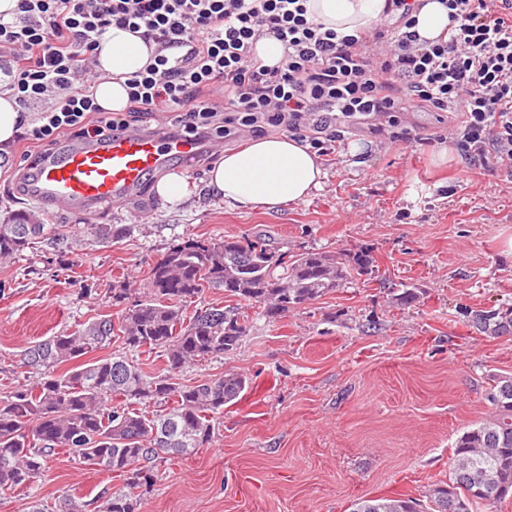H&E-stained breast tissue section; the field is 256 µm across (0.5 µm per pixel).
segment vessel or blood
I'll return each mask as SVG.
<instances>
[{
    "mask_svg": "<svg viewBox=\"0 0 512 512\" xmlns=\"http://www.w3.org/2000/svg\"><path fill=\"white\" fill-rule=\"evenodd\" d=\"M190 138L115 132L47 150L27 192L46 210H88L123 202L181 157L197 154Z\"/></svg>",
    "mask_w": 512,
    "mask_h": 512,
    "instance_id": "b4317fda",
    "label": "vessel or blood"
}]
</instances>
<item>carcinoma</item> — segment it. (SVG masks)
Returning a JSON list of instances; mask_svg holds the SVG:
<instances>
[{"instance_id": "obj_1", "label": "carcinoma", "mask_w": 512, "mask_h": 512, "mask_svg": "<svg viewBox=\"0 0 512 512\" xmlns=\"http://www.w3.org/2000/svg\"><path fill=\"white\" fill-rule=\"evenodd\" d=\"M100 240L124 236L117 224H93ZM50 235L25 211L0 223V260L21 253ZM365 248L288 254L264 235L222 240L181 238L150 269L144 291L133 295L124 282L107 289L118 321L94 318L70 332L41 341L22 354L33 381L0 398V494L27 487L43 475L57 450L124 478L99 512H137L135 490L154 485L152 463L162 456L186 457L211 440L213 415L248 387L237 372L194 385L176 381L189 365L221 357L239 347L248 320L232 309L200 306L207 288L262 308L275 319L372 274ZM192 313H187V310ZM477 330L488 338L512 332V308L479 310ZM114 342L135 352L157 351L163 372L147 375L122 353L81 358ZM73 367L64 373L57 368ZM487 401L494 415L463 432L453 447L449 479L432 484L424 498L356 500L350 512H473L476 503H496L512 492V376L493 379ZM160 410L148 414L150 405ZM85 504L66 495L50 509L30 512H84Z\"/></svg>"}]
</instances>
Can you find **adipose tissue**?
I'll list each match as a JSON object with an SVG mask.
<instances>
[{"label": "adipose tissue", "instance_id": "obj_1", "mask_svg": "<svg viewBox=\"0 0 512 512\" xmlns=\"http://www.w3.org/2000/svg\"><path fill=\"white\" fill-rule=\"evenodd\" d=\"M386 0H308L315 22L339 33L373 27L383 17ZM152 53L127 30L111 27L103 35L99 63L104 73L95 87L96 100L110 112L128 105L125 81L143 70ZM324 176L317 154L309 145L286 135L249 141L242 149L225 152L209 172L208 186L231 206L271 209L307 199Z\"/></svg>", "mask_w": 512, "mask_h": 512}]
</instances>
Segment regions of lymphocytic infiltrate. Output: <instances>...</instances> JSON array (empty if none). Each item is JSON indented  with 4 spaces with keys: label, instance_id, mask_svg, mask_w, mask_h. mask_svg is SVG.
<instances>
[{
    "label": "lymphocytic infiltrate",
    "instance_id": "obj_1",
    "mask_svg": "<svg viewBox=\"0 0 512 512\" xmlns=\"http://www.w3.org/2000/svg\"><path fill=\"white\" fill-rule=\"evenodd\" d=\"M442 2L448 37L422 43L420 0H388L379 23L349 35L309 19L306 0H17L0 16V59L40 145L129 129L93 97L99 41L116 25L154 48L128 101L168 113L166 135L210 147L279 129L320 151L363 122L406 143L400 115L422 108L459 115L448 139L462 159L512 165V0ZM264 36L283 46L278 66L252 54Z\"/></svg>",
    "mask_w": 512,
    "mask_h": 512
}]
</instances>
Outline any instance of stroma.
<instances>
[{
  "instance_id": "obj_1",
  "label": "stroma",
  "mask_w": 512,
  "mask_h": 512,
  "mask_svg": "<svg viewBox=\"0 0 512 512\" xmlns=\"http://www.w3.org/2000/svg\"><path fill=\"white\" fill-rule=\"evenodd\" d=\"M402 121L411 144L349 129L321 158L322 188L275 210L224 205L207 186L209 164L194 157L173 166L199 187L181 206L164 205L149 183L123 205L42 210L17 191L21 165L41 148L16 138L0 164V219L25 210L65 239L0 261V396L25 382L24 349L115 315L107 288L142 289L177 239L261 233L291 253L364 246L372 277L274 320L205 290L202 304L238 307L250 331L234 353L177 378L191 385L232 370L249 387L215 417L206 448L158 464L138 512H349L360 498H418L447 480L457 438L493 412L494 377L512 374V336L486 338L471 322L472 311L512 307V168L456 154L439 162L447 123L423 111ZM92 224L128 232L101 242ZM406 286L418 298L397 305ZM121 485L59 453L31 488L0 496V512L50 506L64 493L97 512Z\"/></svg>"
}]
</instances>
